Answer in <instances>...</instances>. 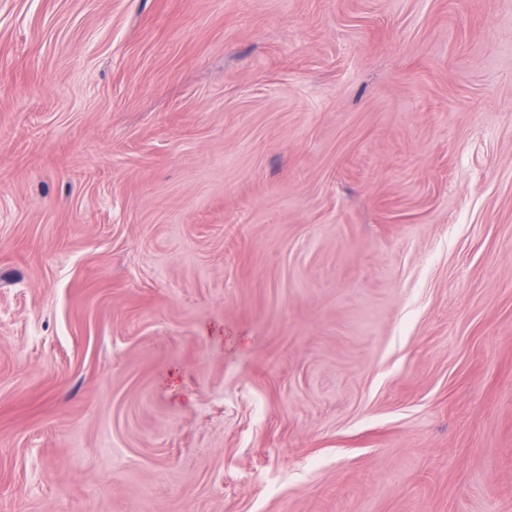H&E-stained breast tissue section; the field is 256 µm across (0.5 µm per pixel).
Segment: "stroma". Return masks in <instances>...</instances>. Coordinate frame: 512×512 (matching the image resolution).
I'll return each mask as SVG.
<instances>
[{
	"label": "stroma",
	"instance_id": "obj_1",
	"mask_svg": "<svg viewBox=\"0 0 512 512\" xmlns=\"http://www.w3.org/2000/svg\"><path fill=\"white\" fill-rule=\"evenodd\" d=\"M0 512H512V0H0Z\"/></svg>",
	"mask_w": 512,
	"mask_h": 512
}]
</instances>
